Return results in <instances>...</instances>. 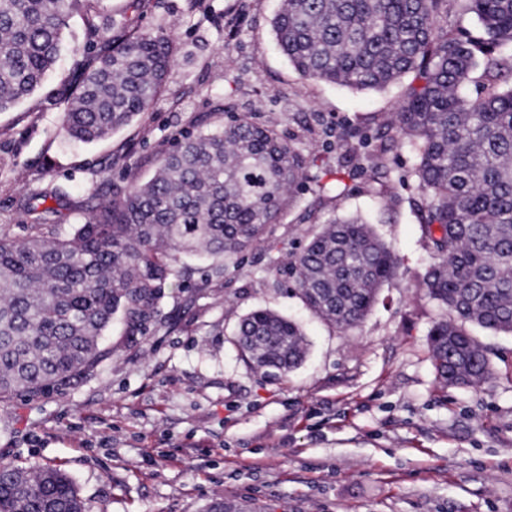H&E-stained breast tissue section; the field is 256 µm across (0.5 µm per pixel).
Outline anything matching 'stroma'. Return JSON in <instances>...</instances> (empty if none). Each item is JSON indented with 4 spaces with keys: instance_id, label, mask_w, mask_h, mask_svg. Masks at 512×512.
Segmentation results:
<instances>
[{
    "instance_id": "stroma-1",
    "label": "stroma",
    "mask_w": 512,
    "mask_h": 512,
    "mask_svg": "<svg viewBox=\"0 0 512 512\" xmlns=\"http://www.w3.org/2000/svg\"><path fill=\"white\" fill-rule=\"evenodd\" d=\"M283 0H102L88 36L74 11L66 50L43 85L0 112V229L22 240L26 199L47 184L81 221L103 199L148 180L180 134L243 117L274 128L309 159L295 203L243 263L216 275L183 257L161 316L116 317L91 375L31 399H0V459L50 465L76 483L87 512H512V335L477 326L490 380L439 383L427 334L441 315L422 277L430 243L416 212L413 158L390 153L397 206L367 174L321 192L336 143L390 122L408 79L359 90L302 77L276 44ZM135 31L171 38L172 64L151 111L91 144L61 128L84 48ZM361 216L399 261L356 327L325 323L291 291L286 257L335 218ZM268 308L299 321L308 351L275 379L240 356L241 318Z\"/></svg>"
}]
</instances>
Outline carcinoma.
<instances>
[{
  "label": "carcinoma",
  "instance_id": "obj_1",
  "mask_svg": "<svg viewBox=\"0 0 512 512\" xmlns=\"http://www.w3.org/2000/svg\"><path fill=\"white\" fill-rule=\"evenodd\" d=\"M101 0H0V112L41 87L64 47L73 10L98 29ZM478 32L439 23L448 0H284L277 44L303 77L378 89L411 74L393 121L371 151L348 134L337 146L332 190L368 168L389 192L388 154L407 149L432 262L431 299L450 312L428 348L446 386L490 379L485 348L465 324L512 333V0H458ZM169 36L139 32L112 42L82 68L62 128L83 143L104 139L154 103L170 67ZM481 70V90L462 93ZM306 157L277 132L244 119L175 141L153 176L64 231L52 216L69 204L48 184L26 202L32 233H0V399L38 398L86 375L107 354L102 338L123 313L157 317L179 278L178 256L237 263L294 202ZM55 202L49 207L47 201ZM298 295L323 319L357 326L398 262L358 217L334 219L294 255ZM235 344L254 366L286 377L303 361L301 326L257 309ZM0 512H86L74 481L50 466L0 460Z\"/></svg>",
  "mask_w": 512,
  "mask_h": 512
}]
</instances>
